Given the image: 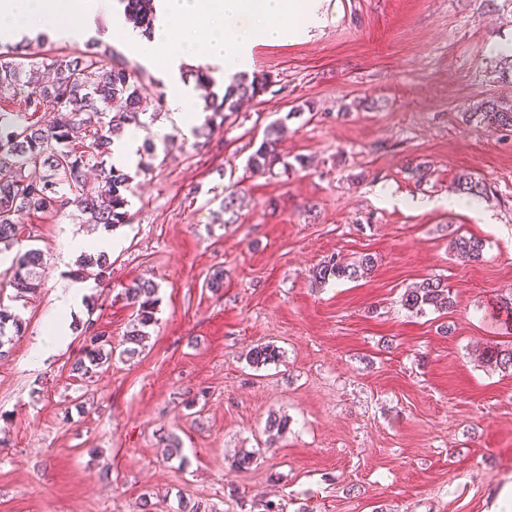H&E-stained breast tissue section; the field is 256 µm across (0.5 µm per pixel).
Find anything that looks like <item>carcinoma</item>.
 <instances>
[{
  "mask_svg": "<svg viewBox=\"0 0 512 512\" xmlns=\"http://www.w3.org/2000/svg\"><path fill=\"white\" fill-rule=\"evenodd\" d=\"M125 16L134 27L151 29L155 0H123ZM269 84L265 74L235 75L222 96H214L206 111V122L226 119L238 111L240 103L262 93ZM0 86L12 90V98L0 103V244H11L22 234V220L29 215L51 218L68 207L85 216V223L111 228L128 220L131 177L123 168L106 165L114 140L132 125H142L140 116L147 105L153 111L164 107V94L140 67H133L120 55L106 50H89L79 56L59 53L41 66L28 64L13 52L0 51ZM55 114L53 122H42V114ZM488 127H512V102L487 99L472 113ZM281 127L271 123L259 147L248 157L255 172L288 167L277 151ZM89 171L97 172L98 188L85 189ZM454 193L481 194L485 186L472 175L462 173L451 185ZM451 248L465 262L483 259L485 241L475 236L455 234ZM41 250L32 248L11 264L9 284L12 300L25 301L41 288L37 269L43 265ZM376 263L371 254L353 262L330 257L314 270L316 280H358L369 275ZM98 268L104 282L111 278L112 262L105 254L84 256L72 277L80 278L87 266ZM126 298L135 309L131 328L121 340L122 353L133 358L148 338L147 328L155 323L157 286L150 280L126 289ZM402 306L415 314L428 311L446 314L456 307V295L440 278L429 277L407 289ZM20 313L0 302V359L9 355L13 337L20 335ZM83 344L71 371L90 381L112 360V337L86 320L81 329ZM281 351L273 344H258L247 352L249 365L259 368L279 361ZM482 362L502 372L512 371V344L489 346L480 353ZM288 428V418L271 414L265 423V445L273 447Z\"/></svg>",
  "mask_w": 512,
  "mask_h": 512,
  "instance_id": "carcinoma-1",
  "label": "carcinoma"
}]
</instances>
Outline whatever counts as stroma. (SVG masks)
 Wrapping results in <instances>:
<instances>
[{
  "instance_id": "obj_1",
  "label": "stroma",
  "mask_w": 512,
  "mask_h": 512,
  "mask_svg": "<svg viewBox=\"0 0 512 512\" xmlns=\"http://www.w3.org/2000/svg\"><path fill=\"white\" fill-rule=\"evenodd\" d=\"M323 7L310 36L252 48L246 72L271 82L224 122L187 137L166 109L138 128L156 150L127 168L128 223L106 231L71 207L26 219L13 250L43 251L42 287L0 360V512H140L145 498L155 512L181 499L212 512L267 500L284 512H496L512 487V372L476 357L512 342L498 310L512 295V127L472 117L512 100L488 51L512 39V0ZM277 119L291 170L249 171ZM463 172L487 188L481 212L448 207ZM232 193L236 213L219 220ZM452 228L485 240L482 262L451 253ZM106 232L121 246L80 320L117 343L133 320L126 288L151 280L159 304L143 352L113 353L85 382L70 370L79 333L41 361L34 345L75 268L67 241ZM366 253L377 262L362 280L311 277L330 255ZM433 276L457 297L448 336L401 303ZM261 343L282 355L255 368L246 354ZM272 413L289 427L267 450ZM170 433L181 457L166 456ZM241 448L259 451L245 473L232 463Z\"/></svg>"
}]
</instances>
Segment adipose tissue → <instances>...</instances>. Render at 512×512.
Masks as SVG:
<instances>
[{
	"instance_id": "ef3b65f1",
	"label": "adipose tissue",
	"mask_w": 512,
	"mask_h": 512,
	"mask_svg": "<svg viewBox=\"0 0 512 512\" xmlns=\"http://www.w3.org/2000/svg\"><path fill=\"white\" fill-rule=\"evenodd\" d=\"M321 0H158L151 34L130 27L118 0H0V43L13 45L38 30L59 39L97 32L96 20L106 15V36L123 41L143 58L161 63L170 77L169 107L183 131L200 120L192 88L180 81L186 64L198 61L232 76L242 69L258 42L276 43L285 36L306 34L320 21ZM206 23L208 37L197 42L193 31ZM86 293L81 281H72L59 293L35 354L53 353L69 334L72 318Z\"/></svg>"
}]
</instances>
